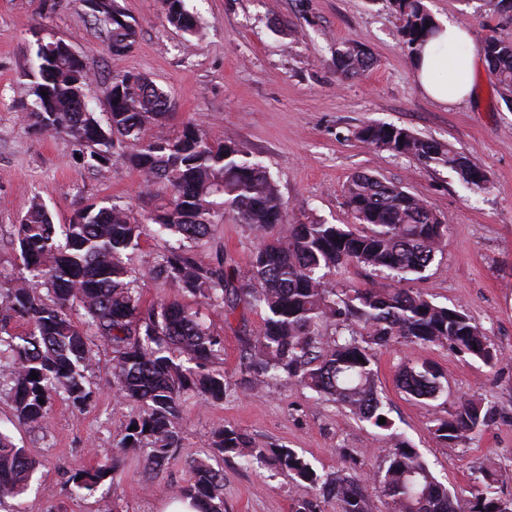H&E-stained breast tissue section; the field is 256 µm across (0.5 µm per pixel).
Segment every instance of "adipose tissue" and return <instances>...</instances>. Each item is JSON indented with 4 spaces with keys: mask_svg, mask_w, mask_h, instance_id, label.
<instances>
[{
    "mask_svg": "<svg viewBox=\"0 0 512 512\" xmlns=\"http://www.w3.org/2000/svg\"><path fill=\"white\" fill-rule=\"evenodd\" d=\"M470 40L468 30L449 21L420 50L413 65L415 77L433 100L451 104L469 96L476 55L461 46Z\"/></svg>",
    "mask_w": 512,
    "mask_h": 512,
    "instance_id": "adipose-tissue-1",
    "label": "adipose tissue"
}]
</instances>
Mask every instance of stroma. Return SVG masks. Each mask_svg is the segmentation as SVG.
<instances>
[{
  "instance_id": "1",
  "label": "stroma",
  "mask_w": 512,
  "mask_h": 512,
  "mask_svg": "<svg viewBox=\"0 0 512 512\" xmlns=\"http://www.w3.org/2000/svg\"><path fill=\"white\" fill-rule=\"evenodd\" d=\"M118 4L138 30L122 55L108 51L102 26L78 0H56L47 16L42 0H0V293L23 271L14 226L34 195L43 196L57 224L68 223L88 200L140 213L158 204L143 176L123 162L97 172L69 137L22 123L20 114L32 101V45L36 34L47 32L70 44L98 80L140 72L169 91L175 102L171 128L192 121L215 139L246 146L270 171L289 220L352 223L342 189L357 172L403 186L445 218L442 253L404 286L434 304L464 306L502 359L491 367L446 347L395 343L376 351L378 394L391 431L416 448L441 482L470 496L479 487L478 467L490 460L502 473L499 496L512 499V103L497 92L485 59L476 62L470 96L443 105L421 90L390 0H184L196 24L192 34L166 21L160 0ZM424 4L436 21L452 19L469 29L477 46L512 30V16L484 14L479 0ZM341 42L362 45L375 66L341 77L332 64ZM372 121L454 144L486 172V190H469L450 169L360 143L356 131ZM259 240L257 230L229 213L198 253L205 259L223 254L225 268L244 271ZM165 246L153 225H145L129 260L139 273L141 299L179 301L212 324L223 340L219 367L229 383L224 399L186 402L182 445L163 471H152L143 451L129 448L115 480L78 495L71 472L111 457L140 413L137 403L122 400L112 387L111 351L100 349L99 366L87 374L89 401L76 407L55 398L38 428L14 420L8 377L0 375V431L38 463L19 500L21 512H160L190 482L195 459L223 469L224 512H295L298 502L312 498L306 485L212 448V432L225 425L246 433L256 447L293 448L321 474L369 476L381 469L379 447L387 431L315 400L285 378L262 392L249 390L243 339L256 332L260 314L239 309L224 315L153 278L150 269ZM408 362L432 364L445 377L447 392L437 400L403 392L397 377ZM473 395L494 402L493 421L466 444L445 446L434 435L435 419L448 417L459 398Z\"/></svg>"
}]
</instances>
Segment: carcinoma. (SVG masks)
Returning a JSON list of instances; mask_svg holds the SVG:
<instances>
[{"label": "carcinoma", "mask_w": 512, "mask_h": 512, "mask_svg": "<svg viewBox=\"0 0 512 512\" xmlns=\"http://www.w3.org/2000/svg\"><path fill=\"white\" fill-rule=\"evenodd\" d=\"M79 2L106 27L110 53L132 48L137 29L117 0ZM176 4V10L164 8L167 21L192 31L183 0ZM392 5L403 22V47L414 60L438 31L437 21L423 0H392ZM481 9L511 13L512 0H481ZM481 52L500 94L511 99L512 34L487 37ZM334 65L348 78L372 67L374 58L360 44L348 42L336 49ZM31 76L35 100L22 113L23 121L70 137L97 171H109L112 161L120 159L145 177L146 186L164 189L163 202L150 212L85 203L67 224L54 223L43 199L35 196L17 225L25 274L0 294V359L9 360L18 422L41 425L55 395L75 406L88 401L86 373L99 364L98 340L112 348L113 388L120 398L143 406L118 452L70 475L77 490L92 491L115 474L128 448L150 449L148 464L160 472L181 445L178 423L187 399L221 401L226 392L224 371L216 368L220 336L198 312L177 301L147 305L135 288L136 271L125 258L137 249L144 224H155L159 236L174 238L151 269L155 277L204 298L226 315L239 307L263 314L243 355L245 368L256 374L253 389L286 375L318 398L389 430L392 422L377 395L375 350L403 340L448 347L488 366L501 360L499 349L464 306H439L400 287L408 276L425 271L444 246L446 224L424 199L357 173L343 194L362 230L291 222L275 181L243 145L213 139L191 121L173 134L168 131L171 95L146 75L126 72L112 78L102 90L108 106L104 125L90 107L95 79L73 58L68 44L51 35L37 38ZM356 138L446 167L474 191L487 188L486 172L451 143L380 122L363 125ZM230 211L261 233L244 272L224 269L219 255L206 261L195 252ZM350 264L383 274L389 284L336 288L332 276ZM17 321L24 330L9 332ZM328 324L338 332L324 333ZM398 385L417 399L435 400L446 391L443 375L427 364L404 366ZM493 413L486 399L464 398L450 418L436 420L434 433L448 446H458L482 431ZM212 446L247 465H271L307 485L314 498L297 504L295 512H322L323 502L336 503V512H375L366 479L359 475L320 474L294 449L258 448L233 426L216 431ZM382 453L384 467L372 480L388 512H512V507L502 508L496 491L502 474L490 460L479 467L482 489L464 499L438 481L399 436ZM34 468L24 449L0 432V503L27 490ZM190 468L193 479L178 493L192 499L199 512H224V473L202 460L192 461Z\"/></svg>", "instance_id": "1"}]
</instances>
